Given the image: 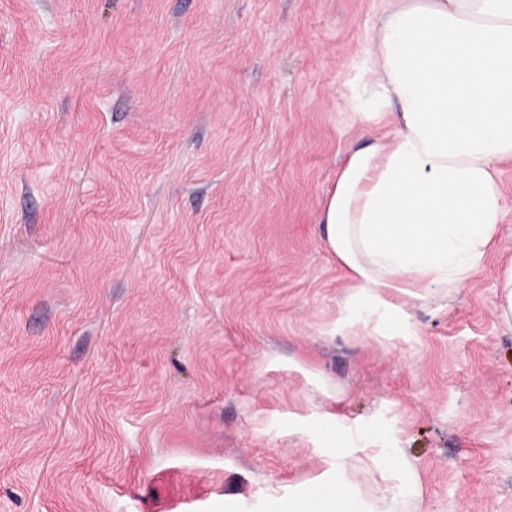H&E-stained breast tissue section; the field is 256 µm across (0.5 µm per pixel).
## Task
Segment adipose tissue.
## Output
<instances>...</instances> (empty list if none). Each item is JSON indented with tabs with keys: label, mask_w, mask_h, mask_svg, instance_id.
<instances>
[{
	"label": "adipose tissue",
	"mask_w": 512,
	"mask_h": 512,
	"mask_svg": "<svg viewBox=\"0 0 512 512\" xmlns=\"http://www.w3.org/2000/svg\"><path fill=\"white\" fill-rule=\"evenodd\" d=\"M349 82V149L319 215L345 271L339 331L390 336L440 309L492 252L512 161V0H382ZM287 512H421L402 449L335 448Z\"/></svg>",
	"instance_id": "adipose-tissue-1"
}]
</instances>
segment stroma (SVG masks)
Instances as JSON below:
<instances>
[{"label":"stroma","instance_id":"1","mask_svg":"<svg viewBox=\"0 0 512 512\" xmlns=\"http://www.w3.org/2000/svg\"><path fill=\"white\" fill-rule=\"evenodd\" d=\"M375 9L0 0V512H272L344 443L404 449L424 512H512V211L448 306L334 332ZM498 301L495 312L501 325L512 331V263L509 262L502 270L499 279Z\"/></svg>","mask_w":512,"mask_h":512}]
</instances>
